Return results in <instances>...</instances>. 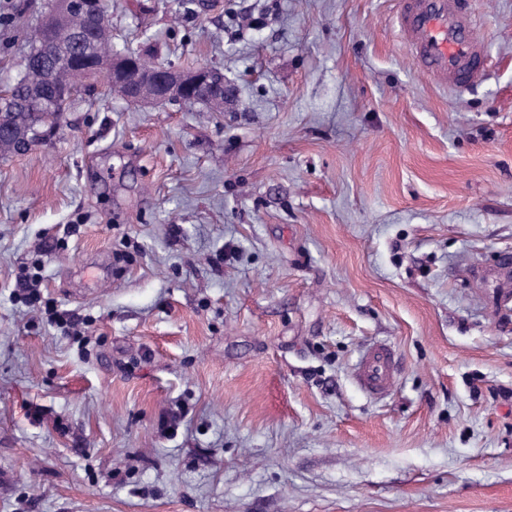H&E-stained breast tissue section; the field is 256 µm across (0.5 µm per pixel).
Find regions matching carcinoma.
<instances>
[{"mask_svg": "<svg viewBox=\"0 0 512 512\" xmlns=\"http://www.w3.org/2000/svg\"><path fill=\"white\" fill-rule=\"evenodd\" d=\"M103 35L96 43L84 44L79 51H72L68 40L37 44L39 29H34L30 50L24 57L21 69L9 86L0 90L4 99L19 101L17 109L0 107V123L8 127V135L0 136V156L20 152L35 131L51 138L61 126L67 100L54 98L55 88L66 86L77 91L83 79L95 74L94 66L103 54L112 52V24L103 17ZM73 55L82 60L79 65H55L56 60Z\"/></svg>", "mask_w": 512, "mask_h": 512, "instance_id": "1", "label": "carcinoma"}]
</instances>
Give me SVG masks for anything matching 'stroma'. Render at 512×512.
<instances>
[{
    "label": "stroma",
    "instance_id": "obj_1",
    "mask_svg": "<svg viewBox=\"0 0 512 512\" xmlns=\"http://www.w3.org/2000/svg\"><path fill=\"white\" fill-rule=\"evenodd\" d=\"M195 3L109 0L112 43L234 108L96 76L0 158V512H512V0L464 94L398 0ZM46 10L0 0V87ZM396 369L392 346L373 343L360 355L356 365V378L360 387L374 397L383 396L394 384Z\"/></svg>",
    "mask_w": 512,
    "mask_h": 512
}]
</instances>
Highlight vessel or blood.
<instances>
[{
	"instance_id": "obj_1",
	"label": "vessel or blood",
	"mask_w": 512,
	"mask_h": 512,
	"mask_svg": "<svg viewBox=\"0 0 512 512\" xmlns=\"http://www.w3.org/2000/svg\"><path fill=\"white\" fill-rule=\"evenodd\" d=\"M394 24L417 69L436 84L464 92L485 77L479 30L460 0H399ZM395 369L392 346L371 344L358 359L357 382L367 394L382 396L394 383Z\"/></svg>"
}]
</instances>
